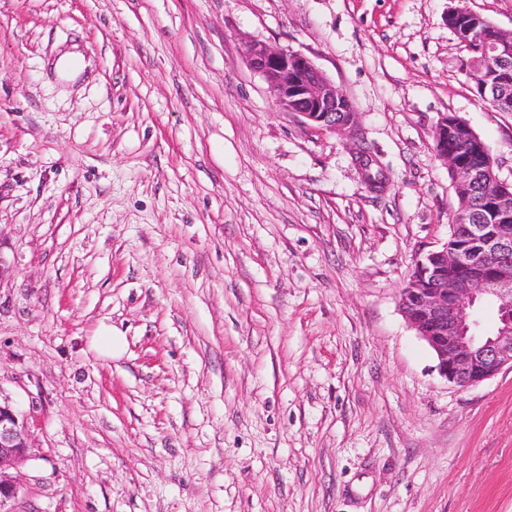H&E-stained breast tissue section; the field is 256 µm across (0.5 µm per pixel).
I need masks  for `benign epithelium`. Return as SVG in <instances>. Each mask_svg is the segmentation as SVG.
<instances>
[{
  "label": "benign epithelium",
  "mask_w": 512,
  "mask_h": 512,
  "mask_svg": "<svg viewBox=\"0 0 512 512\" xmlns=\"http://www.w3.org/2000/svg\"><path fill=\"white\" fill-rule=\"evenodd\" d=\"M456 37L472 72L484 73L488 80L494 64L512 58L511 31L482 39L466 28ZM244 54L282 111L323 131L344 133L352 128L356 113L349 100L304 54L256 40L244 42ZM459 130L472 132L461 118L447 114L435 126L433 138L437 155L452 170L461 194L482 182L486 170L470 167L443 149L448 134ZM497 184L492 223L450 225L449 241L417 261L399 292L400 311L433 351L438 373L463 388L506 367L512 370V183L499 179ZM462 241L479 244L475 257L467 256ZM450 268L462 270V276L448 281ZM486 300L497 303L500 325L492 335L479 336L473 331L474 312ZM28 438L24 417L0 401V512H13L11 502L21 489L20 476L13 470L28 452Z\"/></svg>",
  "instance_id": "7a95c632"
}]
</instances>
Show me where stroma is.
Segmentation results:
<instances>
[{
  "mask_svg": "<svg viewBox=\"0 0 512 512\" xmlns=\"http://www.w3.org/2000/svg\"><path fill=\"white\" fill-rule=\"evenodd\" d=\"M458 6L512 30V0H0L14 512H512V370L449 384L398 307L458 206L439 118L512 182ZM250 39L311 59L351 132L281 111Z\"/></svg>",
  "mask_w": 512,
  "mask_h": 512,
  "instance_id": "stroma-1",
  "label": "stroma"
}]
</instances>
